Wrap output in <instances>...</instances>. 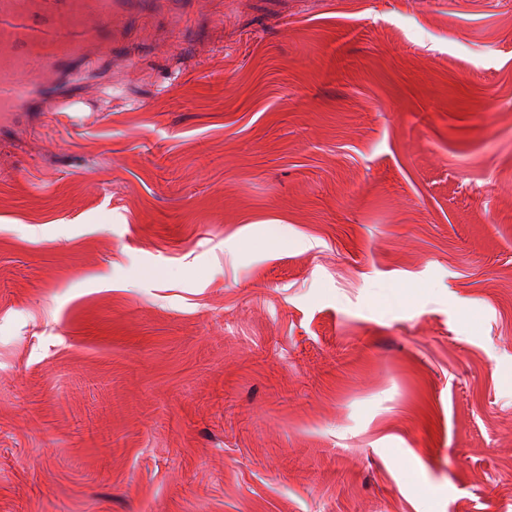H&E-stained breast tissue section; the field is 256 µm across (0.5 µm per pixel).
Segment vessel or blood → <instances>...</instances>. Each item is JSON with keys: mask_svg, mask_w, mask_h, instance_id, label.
I'll use <instances>...</instances> for the list:
<instances>
[{"mask_svg": "<svg viewBox=\"0 0 512 512\" xmlns=\"http://www.w3.org/2000/svg\"><path fill=\"white\" fill-rule=\"evenodd\" d=\"M138 0H0V129L33 112H76L88 67L128 41Z\"/></svg>", "mask_w": 512, "mask_h": 512, "instance_id": "1", "label": "vessel or blood"}]
</instances>
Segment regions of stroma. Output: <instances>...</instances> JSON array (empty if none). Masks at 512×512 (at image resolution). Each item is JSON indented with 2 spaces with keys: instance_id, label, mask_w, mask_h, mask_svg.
Wrapping results in <instances>:
<instances>
[{
  "instance_id": "obj_1",
  "label": "stroma",
  "mask_w": 512,
  "mask_h": 512,
  "mask_svg": "<svg viewBox=\"0 0 512 512\" xmlns=\"http://www.w3.org/2000/svg\"><path fill=\"white\" fill-rule=\"evenodd\" d=\"M186 11L0 137V512H512V0Z\"/></svg>"
}]
</instances>
